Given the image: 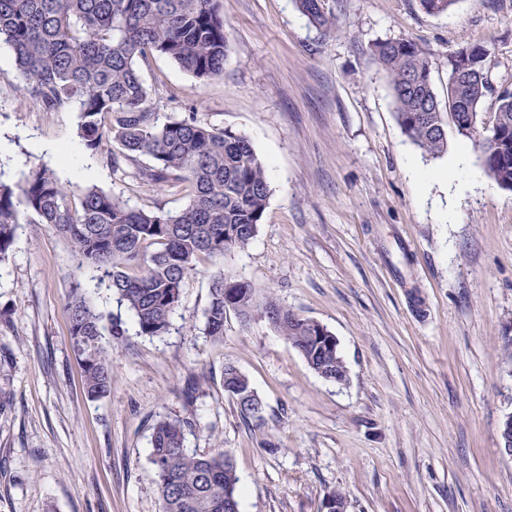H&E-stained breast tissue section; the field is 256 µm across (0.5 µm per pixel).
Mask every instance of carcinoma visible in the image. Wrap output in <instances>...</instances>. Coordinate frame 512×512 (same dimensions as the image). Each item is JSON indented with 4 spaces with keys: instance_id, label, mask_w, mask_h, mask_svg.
<instances>
[{
    "instance_id": "1",
    "label": "carcinoma",
    "mask_w": 512,
    "mask_h": 512,
    "mask_svg": "<svg viewBox=\"0 0 512 512\" xmlns=\"http://www.w3.org/2000/svg\"><path fill=\"white\" fill-rule=\"evenodd\" d=\"M429 15H442L459 0H419ZM316 27L331 18L324 0H296ZM15 57L22 90L47 112L79 114L85 146L99 151L114 142L112 168L141 156L151 164L150 184L186 185L189 203L179 211L133 207L96 185L61 182L42 165L15 185L0 183V263L10 254L20 217L67 240L75 286L66 303L72 346L84 373L87 397L112 391L103 315L81 288L92 272L107 283L131 314L136 334L161 337L181 306L185 281L199 261L215 263L248 247L270 196L267 168L244 135L202 124L191 115L159 123L139 63L159 55L199 80L224 74L229 41L220 0H0V44ZM371 53L387 73L397 121L407 138L437 157L448 150V125L480 151L485 174L512 191V82L495 77V59L483 45L464 41L448 56L447 105L440 109L429 54L404 38L379 40ZM494 100L489 115L479 112ZM254 286L243 279L211 276L204 334L224 337V317L246 322L255 310ZM263 314L321 377L337 382L336 350L317 340L331 332L273 299ZM223 386L245 416L254 413L252 387L233 366ZM188 422L164 417L153 427L149 461L157 477L161 512H239L238 476L224 451L185 448Z\"/></svg>"
}]
</instances>
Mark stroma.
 I'll return each instance as SVG.
<instances>
[{"instance_id":"35a3bbf8","label":"stroma","mask_w":512,"mask_h":512,"mask_svg":"<svg viewBox=\"0 0 512 512\" xmlns=\"http://www.w3.org/2000/svg\"><path fill=\"white\" fill-rule=\"evenodd\" d=\"M333 24H309L294 0H221L224 75L201 81L163 57L142 62L161 119L246 135L268 166L270 197L252 243L225 275L318 321L338 340L348 381L315 373L262 312L204 336L214 268L184 285L161 337L129 333L110 355L112 391L88 399L65 304L67 242L25 218L0 264V512H160L149 462L154 424L188 423L190 451L231 455L240 512H512V192L492 185L456 133L432 158L402 132L371 43L427 50L438 96L448 55L487 46L512 81V0H459L445 15L419 0H325ZM0 49V182L41 164L177 210L183 185L159 188L147 158L112 169L88 151L74 112H47L18 87ZM423 172L414 179L411 169ZM236 365L262 401L241 415L224 391Z\"/></svg>"}]
</instances>
